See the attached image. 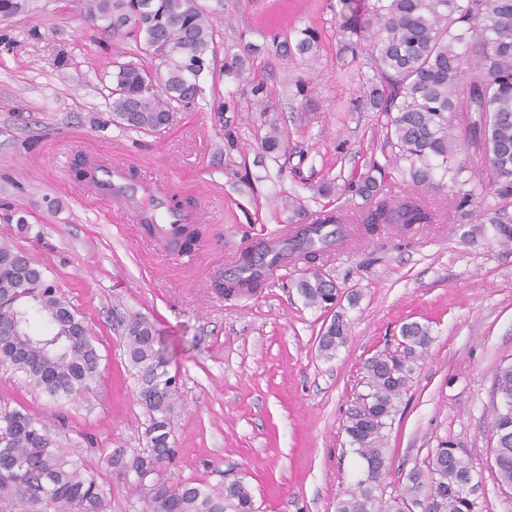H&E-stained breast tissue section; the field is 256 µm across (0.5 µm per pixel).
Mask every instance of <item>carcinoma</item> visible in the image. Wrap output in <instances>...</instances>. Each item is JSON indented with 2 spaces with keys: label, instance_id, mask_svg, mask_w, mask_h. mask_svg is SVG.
<instances>
[{
  "label": "carcinoma",
  "instance_id": "carcinoma-1",
  "mask_svg": "<svg viewBox=\"0 0 512 512\" xmlns=\"http://www.w3.org/2000/svg\"><path fill=\"white\" fill-rule=\"evenodd\" d=\"M350 16L342 23L350 37L344 50L358 59L361 37L370 36L372 76L368 77L370 111L378 113L385 144L409 163L417 184L434 183L435 173L458 177L468 169L461 151L471 147L486 161L477 185L460 193L464 208L482 190L491 198L482 223L512 241V0H343ZM29 0H0V21L23 13ZM86 18L93 27L133 40L144 58L112 60L104 86L112 121L135 132H149L169 116L170 103L193 106L202 92L200 79L215 70L221 35L199 0H87ZM163 57L167 72L159 78L149 59ZM475 73L463 81V64ZM267 153L282 147V131L271 127L262 138ZM385 167L351 172L347 189L365 201L351 213L322 211L309 232H293L276 244L262 246L279 266L297 256L311 261L323 253L321 229L336 225V245L356 230L355 224H434L438 214L411 197L392 199L384 192ZM239 275L229 290L249 294L268 277L255 257L243 253ZM305 303L332 314L318 348L330 358L347 341L348 323L338 311L342 295L315 270L301 280ZM85 319L58 286L21 249L0 243V362L23 372L52 398H73L90 390L99 373V354ZM130 363L138 370V399L149 416V447L130 456L105 455L133 479L145 512H255L253 495L242 479L224 489L189 482L162 483L150 494L144 484L166 470L172 455L175 391L162 369L155 324L134 317L125 328ZM401 350L380 351L367 359L362 386L373 403L351 412L345 433L367 473L355 480L336 503V512H483L481 484L473 466L453 441L441 442L423 464L411 468L391 492L387 472L386 430L397 401L407 391L418 361L432 342L428 325L410 322L400 330ZM492 468L500 488L512 491V407L492 401ZM0 494L5 499L43 502L51 512H107V497L96 474L65 448L57 446L47 425L19 410L0 411Z\"/></svg>",
  "mask_w": 512,
  "mask_h": 512
}]
</instances>
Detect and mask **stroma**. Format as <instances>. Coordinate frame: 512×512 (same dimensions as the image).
<instances>
[{
	"instance_id": "1",
	"label": "stroma",
	"mask_w": 512,
	"mask_h": 512,
	"mask_svg": "<svg viewBox=\"0 0 512 512\" xmlns=\"http://www.w3.org/2000/svg\"><path fill=\"white\" fill-rule=\"evenodd\" d=\"M201 3L243 67L204 78L198 105L173 108L167 126L146 134L112 124L101 81L114 57L136 58L137 47L84 24L85 0H30L28 12L0 22V204L25 218L0 222V242L46 268L101 356L98 382L76 401L51 399L0 363V409L46 420L97 471L108 512H143L139 493L101 459L146 445L148 415L123 344L126 323L142 316L159 328L176 379L168 475L217 489L242 478L259 512H335L361 470L344 424L363 364L415 320L433 341L387 430V487L450 440L481 474L485 512H512L489 467L488 436L496 369L512 357V242L460 216L457 185L424 189L396 176L390 195L425 198L444 219L404 234L382 224L317 259L327 279L359 295L344 308L347 342L333 358L318 351L326 313L296 288L306 261L256 294H219L225 262L289 223L291 198L312 223L350 202L351 171L393 152L356 75L367 55L342 62L341 0ZM305 28L318 44L303 57L290 47ZM217 95L227 100L220 115ZM272 124L286 138L276 159L260 145ZM90 148L128 163L133 182L166 183L195 203L203 234L193 256L159 250L119 201L84 195L73 165Z\"/></svg>"
}]
</instances>
